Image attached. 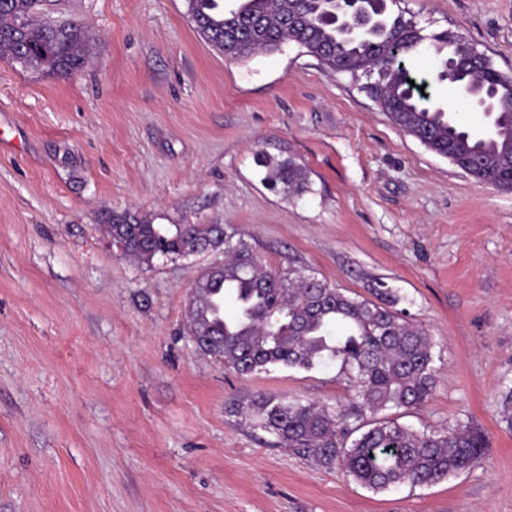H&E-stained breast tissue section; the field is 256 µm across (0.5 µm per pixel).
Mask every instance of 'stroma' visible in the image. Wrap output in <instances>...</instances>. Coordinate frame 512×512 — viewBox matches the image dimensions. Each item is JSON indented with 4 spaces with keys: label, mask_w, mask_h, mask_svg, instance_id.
Returning a JSON list of instances; mask_svg holds the SVG:
<instances>
[{
    "label": "stroma",
    "mask_w": 512,
    "mask_h": 512,
    "mask_svg": "<svg viewBox=\"0 0 512 512\" xmlns=\"http://www.w3.org/2000/svg\"><path fill=\"white\" fill-rule=\"evenodd\" d=\"M512 76V0H400ZM77 20L85 67L62 78L0 59V512H512V190L483 184L395 127L362 81L290 43L235 61L186 0H44ZM458 100L473 131L492 119ZM295 158L305 192L257 154ZM230 224L269 266L345 294L385 282L434 342L437 382L400 423L485 432L470 471L373 492L280 446L226 402L346 403L336 367L238 376L183 331L212 253L125 258L102 217Z\"/></svg>",
    "instance_id": "1"
}]
</instances>
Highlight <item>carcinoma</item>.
<instances>
[{"label":"carcinoma","instance_id":"cac0c4a2","mask_svg":"<svg viewBox=\"0 0 512 512\" xmlns=\"http://www.w3.org/2000/svg\"><path fill=\"white\" fill-rule=\"evenodd\" d=\"M36 0H0V58L25 67L41 63L48 75L68 77L88 62L85 26L54 29L32 14ZM199 35L233 60L276 51L294 42L330 71L378 80L377 106L402 131L434 154L476 161L471 176L512 189V77L489 65L484 71L455 66L448 59L468 54L470 42L441 31L425 34L417 22L359 0H242L224 10L222 0H187ZM429 51L441 67L435 80L482 93L492 107V131L476 136L442 107L426 104L429 87L408 67ZM266 179L300 193L302 166L265 159ZM104 230L114 245L140 264L163 254L184 257L221 253L224 260L203 267L188 297L185 322L196 348L224 359L240 376L269 366L311 371L339 365L351 383L347 404H320L258 393L247 403L232 401L230 413L254 414L253 427L278 443L337 464L346 476L374 491L403 485L429 486L476 467L485 455V434L469 425L446 432L417 431L383 414L423 406L436 386L433 342L403 319L398 297L384 283L370 289L375 300L351 297L314 274L290 265L270 268L237 229L222 224H154L130 210L112 212Z\"/></svg>","mask_w":512,"mask_h":512}]
</instances>
